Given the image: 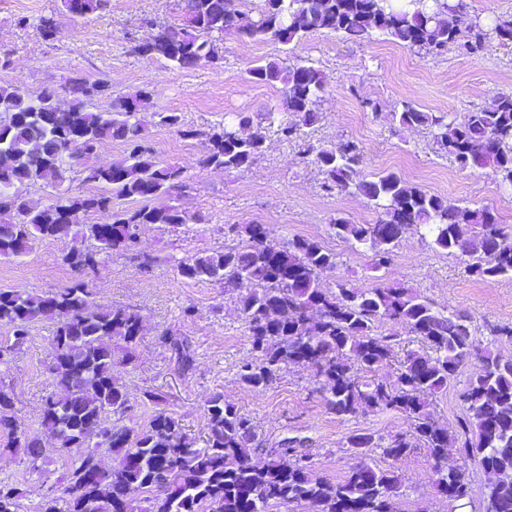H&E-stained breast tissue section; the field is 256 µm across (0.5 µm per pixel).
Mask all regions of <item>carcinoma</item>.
I'll return each instance as SVG.
<instances>
[{
  "label": "carcinoma",
  "instance_id": "cac0c4a2",
  "mask_svg": "<svg viewBox=\"0 0 512 512\" xmlns=\"http://www.w3.org/2000/svg\"><path fill=\"white\" fill-rule=\"evenodd\" d=\"M107 0H62L72 15L89 17ZM326 30L341 39L364 44L377 36L427 55L459 46L470 55L496 40L512 46V15L484 27L468 15L463 0H264L255 19L227 7V0H187L180 25H161L154 39L132 47L137 54L163 56L172 67L187 69L218 64L222 57L212 35L238 34L255 41L287 46L308 33ZM251 79L280 84L289 117L273 112L239 116L238 125L257 124L243 137L229 126L206 134L203 164L226 173L243 170L263 153L266 127L277 125L287 140L317 124L315 103L325 92L326 75L307 63L258 60L248 68ZM108 86L76 75L63 86L46 85L32 94L0 84V259L20 257L37 239L69 236L79 227L92 248L69 253L75 268H91L102 252L130 251L144 224L175 231L198 224L202 217L176 204L191 189L184 171L155 160L144 140L138 112L152 91L141 89L116 97L108 109L92 111L91 101ZM402 127H423L448 159L460 168L490 170L498 182L512 187V95L500 94L456 121L444 112H425L410 102L393 113ZM126 146L125 159L108 167L88 158L108 142ZM303 153L323 176V187L366 198L378 213L373 224L331 220L336 236L352 247L372 252L373 268L381 267L408 227L418 224L434 248L471 259L468 268L480 279H512V225L503 224L494 209L449 205L443 198L404 180L395 172L371 179L361 174L362 150L353 140L334 146L303 141ZM80 168L83 182L103 192L74 195L65 186ZM43 182L57 190L48 204L23 195L22 188ZM143 200L137 209H117L113 199ZM164 198L156 206L150 201ZM107 212L108 224L90 217ZM241 237L236 247L195 255L178 265L181 277L214 281L226 288L251 285L239 296V310L254 359L241 366L240 380L264 390L293 365L310 367L329 409L353 415L359 408L399 411L414 421L410 437L385 442L360 433L349 447L366 455L369 448L398 462L413 448H425L434 460L435 485L451 501L469 497L470 480L444 460L448 445L477 463L486 474L503 478L490 483L485 512H512V360L503 361L482 345L464 313H444L413 289L401 284L368 290L322 286L319 271L337 264L336 253L313 238L268 240L263 224H232ZM55 324V356L49 366L54 391L45 399L42 426L55 441L54 451L81 452L68 470L62 494H44L38 512H135L146 494L145 512H274L279 506L310 503L318 512H398L402 485L398 468H375L361 462L333 482L318 476L289 440L266 451L267 462L252 464L263 451L251 420L214 394L207 400L208 432L204 446L182 431L171 416L160 413L149 427L136 431L109 422L123 416L129 394L113 374L112 339L125 343L124 357L140 336V315L124 308L92 305L84 284L44 294L0 292V325L11 329L14 345L24 343L39 319ZM383 320L402 326L422 343L406 352L394 380L387 384L364 379L391 366L394 336L376 334ZM178 368L193 364L189 343L175 334L164 337ZM475 358L481 368L461 394L466 417L457 436L448 435L434 417V399L448 389L460 367ZM14 401L0 388V430L11 448L21 449L33 468L47 459L37 435L17 428ZM106 446L116 464L103 469L95 449ZM22 491L0 484V512H20Z\"/></svg>",
  "mask_w": 512,
  "mask_h": 512
}]
</instances>
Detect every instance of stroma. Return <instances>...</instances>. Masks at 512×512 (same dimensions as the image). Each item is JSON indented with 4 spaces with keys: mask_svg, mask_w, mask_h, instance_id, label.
Segmentation results:
<instances>
[{
    "mask_svg": "<svg viewBox=\"0 0 512 512\" xmlns=\"http://www.w3.org/2000/svg\"><path fill=\"white\" fill-rule=\"evenodd\" d=\"M184 6V0H109L102 11L81 18L66 12L61 0H0V55L11 59L10 67L0 70V84L33 93L79 74L105 82L116 96L151 90L149 105L138 114L144 134L157 160L177 165L189 176L192 188L181 204L203 218L175 232L159 224L143 225L133 252L100 254L97 264L81 273L64 257L87 249V241L74 236L36 240L22 257L0 260V291L40 294L79 278L91 288L94 303L140 315L142 331L132 357L115 367L130 398L124 426L147 428L162 412L190 436L205 439L206 401L220 393L251 420L258 441L269 448L291 438L301 441L313 471L336 481L361 458L347 446L351 435L407 437L414 430L412 421L400 412L376 408L352 416L332 413L307 367H288L263 391L244 385L240 367L253 354L239 312V290L183 279L178 261L236 245L238 236L228 230L232 224L265 225L274 243L294 236L315 238L337 254L336 266L319 275L324 287L343 283L367 290L405 283L437 309L470 315L477 338L508 359L512 339L492 336L489 329L512 326V280L475 279L466 258L436 250L416 230L404 234L388 262L373 269L371 253L351 248L336 237L330 223L342 217L372 224L376 211L364 197L325 190L321 175L300 153L301 140L286 141L268 132L265 151L249 168L224 173L203 165L204 135L239 113L284 111L280 87L249 79L251 61L282 56L306 60L323 71L327 86L317 103L321 118L305 129L302 140L322 145L357 141L364 176L393 171L448 203L490 206L501 223L512 224L511 188L500 187L488 170L457 169L428 130L398 127L391 117L407 101L426 112L460 118L498 94H512V48L495 45L483 55L468 56L452 46L427 56L384 39L355 45L319 30L286 48L233 35L217 38L223 59L215 66L175 69L164 57L132 52L134 42L154 34L147 20L181 23ZM44 16L57 24L55 39L40 32ZM162 112L179 113L180 129L161 125ZM142 254L155 257L150 269L140 267ZM168 332L190 343L194 361L189 370L178 368L163 343ZM54 334V322L42 319L18 346L10 328L0 326V346L14 348L7 363L0 364V386L14 399L19 427L35 435L43 432V403L53 390L48 367L55 354ZM479 368L477 361L467 362L435 400V416L449 432H456L466 414L460 395ZM10 442L8 433L0 431V481L21 489V512H37L42 496L58 489L71 458L55 453L49 464L35 470L24 452H9ZM448 464L467 472L469 499L458 504L439 493L428 450L414 448L398 464L403 476L399 512H483L486 474L454 448L448 451Z\"/></svg>",
    "mask_w": 512,
    "mask_h": 512,
    "instance_id": "35a3bbf8",
    "label": "stroma"
}]
</instances>
